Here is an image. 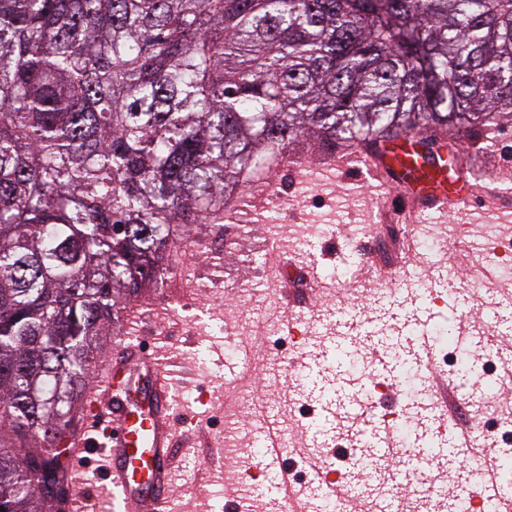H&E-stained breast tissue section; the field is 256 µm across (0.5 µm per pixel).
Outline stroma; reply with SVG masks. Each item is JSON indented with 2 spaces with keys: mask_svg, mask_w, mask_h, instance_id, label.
Masks as SVG:
<instances>
[{
  "mask_svg": "<svg viewBox=\"0 0 512 512\" xmlns=\"http://www.w3.org/2000/svg\"><path fill=\"white\" fill-rule=\"evenodd\" d=\"M451 159L466 158L470 168L494 189L491 201L480 204L466 221H428L419 224V236L438 241V251H402L403 225L376 222V210H365V222H357L355 212L341 208L346 199L368 200L377 190L363 180L358 168L331 170L318 184L307 186L289 181L286 209H279L272 197L263 203L276 210L272 223H239L224 237L226 248L220 260L209 259L195 244L209 235L207 225L189 229L192 242L182 256L192 267V278H173L168 287L149 288L130 303L137 313L134 326H121L129 340L144 339L155 355L175 372L174 427L184 443L176 450V466L171 474L173 512H222L229 489H249L267 512H278L272 487L273 474L260 455H252L243 465V452L255 446L265 422H274L286 434L295 470H303L310 448L305 429L316 419L315 394L299 391L288 366L301 364L312 380L329 382L337 406L357 398L359 383L350 380L345 364L333 361L327 370L318 362L323 350L335 349L337 342L350 343L361 356L363 374H370L374 355L389 350L376 336L355 334L344 312L359 313L363 323H373L391 332L390 312L410 303L415 309L431 307V299H420L405 278L393 281L391 300L377 296L376 287L356 288L348 282L360 261L354 240L362 239L386 265L404 264L411 275L419 276L424 287L437 293H454L460 318L453 329L469 333L478 342L473 353L467 403L447 413L444 406L430 407L426 394L431 385L425 371H417L416 404L404 398L403 386L384 391L383 406L393 421L417 422L421 440L448 438V419L479 426L484 404L502 407L512 402V383L490 387L483 376L488 358L512 359V282L490 272L487 225H495L500 243L512 241V182H498V175L512 168V124L474 128L456 144L448 146ZM321 206H313L311 197ZM284 242L290 263L283 277L298 287L299 271L323 269L341 285L340 291H326L311 297L296 309L294 333H282L284 351L274 349L269 336L258 330V320L282 321L284 305L275 288L265 254L270 241ZM220 281V292H212L211 281ZM236 425L238 448L211 455L214 443L224 440V425ZM322 439L331 447L343 448L336 459L333 476L349 481L353 498L346 512H366L373 492L388 481L398 461L373 455L372 465L361 464L360 451L349 441L337 438L334 425H326ZM76 478L82 479L90 507L106 501L103 454L73 461Z\"/></svg>",
  "mask_w": 512,
  "mask_h": 512,
  "instance_id": "obj_1",
  "label": "stroma"
}]
</instances>
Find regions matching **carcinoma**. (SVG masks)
<instances>
[{"label": "carcinoma", "mask_w": 512, "mask_h": 512, "mask_svg": "<svg viewBox=\"0 0 512 512\" xmlns=\"http://www.w3.org/2000/svg\"><path fill=\"white\" fill-rule=\"evenodd\" d=\"M512 124V0H0V512H66L102 341L306 139Z\"/></svg>", "instance_id": "obj_1"}]
</instances>
